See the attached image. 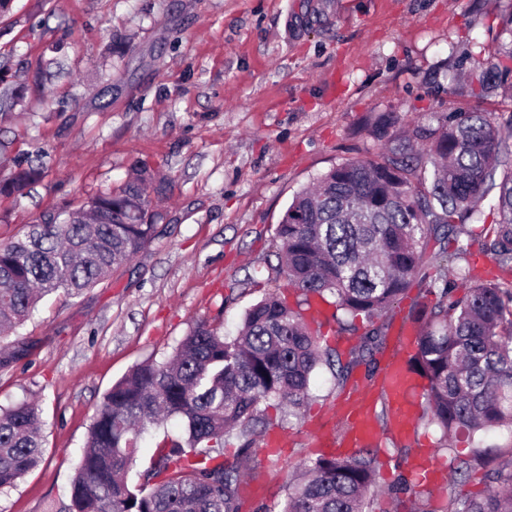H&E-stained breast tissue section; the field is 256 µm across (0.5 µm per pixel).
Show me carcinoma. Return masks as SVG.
I'll list each match as a JSON object with an SVG mask.
<instances>
[{
    "label": "carcinoma",
    "mask_w": 512,
    "mask_h": 512,
    "mask_svg": "<svg viewBox=\"0 0 512 512\" xmlns=\"http://www.w3.org/2000/svg\"><path fill=\"white\" fill-rule=\"evenodd\" d=\"M470 82L480 94L512 86V40L477 62ZM21 100L5 85L0 111ZM399 123L382 115L372 127L388 147L377 160L337 164L299 192L275 228L289 287L311 299L335 298L332 318L341 329L365 328L351 360L312 330L302 312L277 291L245 311L234 336L199 321L169 358L132 368L105 394L89 427L70 486L68 512H247L241 494L253 470L257 441L273 423L267 408L278 401L299 409L309 398L315 370L337 363L344 383L354 367L384 348L388 313L413 289L416 324L409 369L427 380L420 420L441 431L440 448L453 454L452 484L482 470L481 493L449 492L440 510L512 512V455L482 460L455 453L453 441H473L493 429L512 430V283L458 272L459 282L438 286L430 269L465 234L478 205L490 198L494 219L476 234L480 249L512 270V148L491 112L437 118L390 135ZM38 167L16 166L0 180V195L22 196L41 176ZM164 194V182L144 164L116 192L74 211L47 213L14 241L0 243V362L17 352L4 345L44 297H80L130 263L158 236L148 190ZM177 417L183 435H164L133 484L128 474L149 428ZM237 442L235 462L224 446ZM42 420L23 400L0 407V491L42 459ZM378 450L360 448L345 457L319 456L299 465L278 512H368L377 493Z\"/></svg>",
    "instance_id": "cac0c4a2"
}]
</instances>
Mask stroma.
Masks as SVG:
<instances>
[{"instance_id":"1","label":"stroma","mask_w":512,"mask_h":512,"mask_svg":"<svg viewBox=\"0 0 512 512\" xmlns=\"http://www.w3.org/2000/svg\"><path fill=\"white\" fill-rule=\"evenodd\" d=\"M512 0H12L0 18V64L23 86L0 120V179L22 153H41L42 178L0 195V242L43 213L121 188L135 162L167 179L160 235L111 280L78 298L55 294L11 335L24 354L0 365V406L37 402L42 462L0 492V512H65L97 407L146 359L163 361L199 321L236 333L278 270L274 231L293 196L338 163L384 150L372 124L403 127L433 112H512L454 82L490 57ZM365 366L337 384L312 377L297 414L271 411L280 456L258 449L262 494L283 502L296 466L316 453L312 428L336 440L334 407L374 383ZM439 431L409 440L381 431L376 512H411L390 488L418 449L451 468Z\"/></svg>"}]
</instances>
